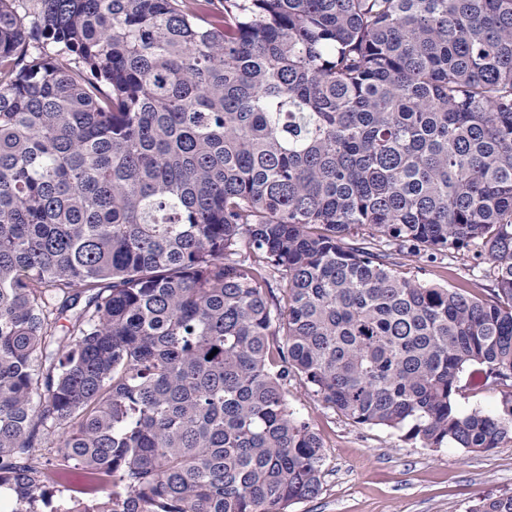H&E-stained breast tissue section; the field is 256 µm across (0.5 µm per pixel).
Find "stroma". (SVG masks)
Returning a JSON list of instances; mask_svg holds the SVG:
<instances>
[{"instance_id":"1","label":"stroma","mask_w":512,"mask_h":512,"mask_svg":"<svg viewBox=\"0 0 512 512\" xmlns=\"http://www.w3.org/2000/svg\"><path fill=\"white\" fill-rule=\"evenodd\" d=\"M405 272L483 296L492 285L488 264L449 254L409 261ZM461 412L495 410L512 387L462 373ZM288 403L323 441L322 488L290 504L287 512H469L483 495L512 493V440L489 451L424 448L398 431L360 426L317 401L303 380L292 379Z\"/></svg>"}]
</instances>
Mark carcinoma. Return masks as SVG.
I'll use <instances>...</instances> for the list:
<instances>
[{"label": "carcinoma", "mask_w": 512, "mask_h": 512, "mask_svg": "<svg viewBox=\"0 0 512 512\" xmlns=\"http://www.w3.org/2000/svg\"><path fill=\"white\" fill-rule=\"evenodd\" d=\"M19 2L0 0L11 512H285L322 485L294 376L427 448L512 439V397L455 401L468 368L512 382V0H220L215 22L212 0ZM447 251L487 260V295L396 270Z\"/></svg>", "instance_id": "obj_1"}]
</instances>
